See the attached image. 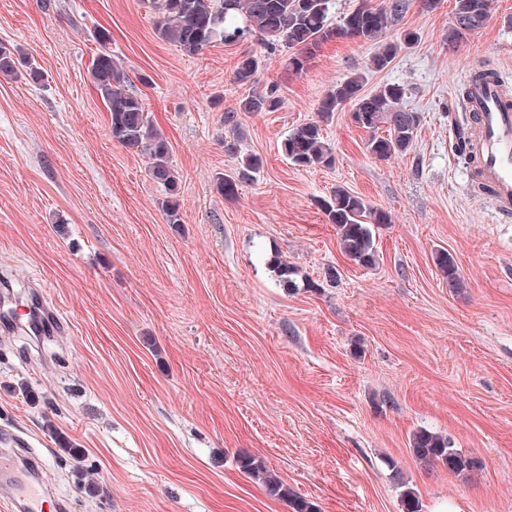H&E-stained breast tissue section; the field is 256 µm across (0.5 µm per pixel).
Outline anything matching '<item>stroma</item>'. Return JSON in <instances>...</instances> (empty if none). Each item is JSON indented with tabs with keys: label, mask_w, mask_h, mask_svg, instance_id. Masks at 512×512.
Returning <instances> with one entry per match:
<instances>
[{
	"label": "stroma",
	"mask_w": 512,
	"mask_h": 512,
	"mask_svg": "<svg viewBox=\"0 0 512 512\" xmlns=\"http://www.w3.org/2000/svg\"><path fill=\"white\" fill-rule=\"evenodd\" d=\"M452 7L408 0L390 35L419 40L383 70L373 45L340 40L296 74L255 38L186 55L157 35L150 0H0V41L44 73L0 76V298L59 317L38 338L0 323V436L24 441L0 447V464L37 454L67 512H290L239 471L242 451L317 512H403L406 485L423 512H512V223L457 148L472 69L512 83V0H490L487 25L453 49ZM101 29L170 144L181 224L110 135L88 75ZM246 52L264 61L250 89L233 81ZM354 73L369 91L407 89L411 151L371 156L342 110L324 126L334 164H291L282 141ZM273 84L282 108L243 116L239 152H225V110ZM246 154L262 167L224 198L216 179ZM338 186L391 217L372 228L374 267L341 253L318 205ZM443 249L460 291L436 267ZM275 255L312 288H283ZM419 429L479 467L416 462ZM435 264L443 278L446 279L450 290L457 292L463 288L464 280L452 255L445 250H440L436 253Z\"/></svg>",
	"instance_id": "stroma-1"
}]
</instances>
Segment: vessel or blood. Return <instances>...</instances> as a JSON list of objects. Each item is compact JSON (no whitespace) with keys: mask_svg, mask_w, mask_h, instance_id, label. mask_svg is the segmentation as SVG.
I'll return each instance as SVG.
<instances>
[{"mask_svg":"<svg viewBox=\"0 0 512 512\" xmlns=\"http://www.w3.org/2000/svg\"><path fill=\"white\" fill-rule=\"evenodd\" d=\"M468 135V162L477 179L489 190L494 210L512 216V86L500 78L471 82L464 100ZM9 324L36 336L53 333L54 325L45 312L35 317L9 316ZM6 482L21 500L24 512H42V497L31 477L23 472H5Z\"/></svg>","mask_w":512,"mask_h":512,"instance_id":"b4317fda","label":"vessel or blood"}]
</instances>
